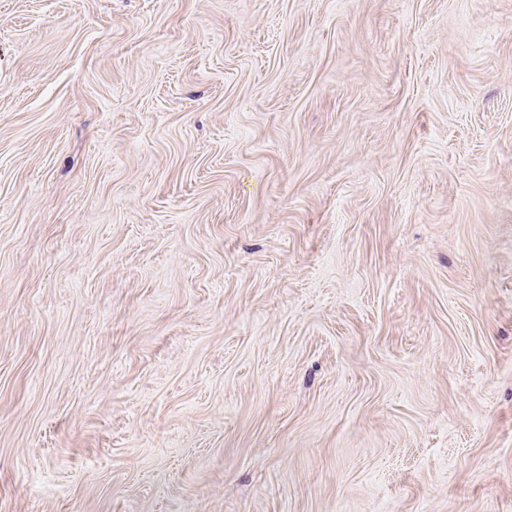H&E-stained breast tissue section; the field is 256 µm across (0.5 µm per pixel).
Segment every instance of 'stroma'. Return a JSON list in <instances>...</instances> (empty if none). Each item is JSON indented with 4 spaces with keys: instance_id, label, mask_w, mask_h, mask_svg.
<instances>
[{
    "instance_id": "obj_1",
    "label": "stroma",
    "mask_w": 512,
    "mask_h": 512,
    "mask_svg": "<svg viewBox=\"0 0 512 512\" xmlns=\"http://www.w3.org/2000/svg\"><path fill=\"white\" fill-rule=\"evenodd\" d=\"M0 512H512V0H0Z\"/></svg>"
}]
</instances>
